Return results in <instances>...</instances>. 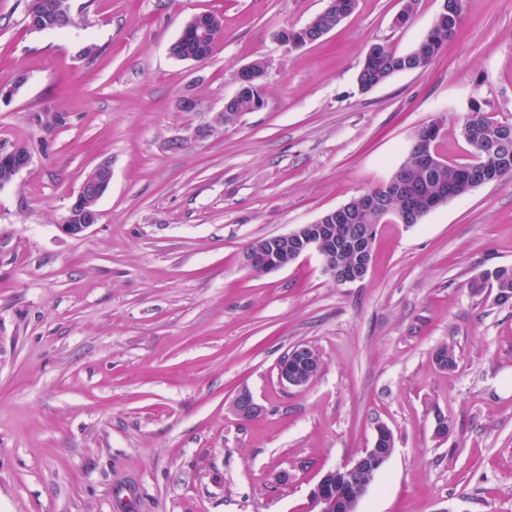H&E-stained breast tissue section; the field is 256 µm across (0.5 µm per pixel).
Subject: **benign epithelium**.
Instances as JSON below:
<instances>
[{
	"instance_id": "7a95c632",
	"label": "benign epithelium",
	"mask_w": 512,
	"mask_h": 512,
	"mask_svg": "<svg viewBox=\"0 0 512 512\" xmlns=\"http://www.w3.org/2000/svg\"><path fill=\"white\" fill-rule=\"evenodd\" d=\"M216 21L207 14L193 16L183 32L198 36H210ZM30 156L23 147H16L0 153V167L5 168L10 177H15L28 167ZM112 181V169L107 164L96 168V179L83 182L67 213L60 220L61 230L71 237H82L97 222L98 210L89 209L87 200L91 196L101 199ZM351 214L344 204L327 212L311 224H301L294 230L257 238L253 247L243 256V264L249 271L256 269L272 273L295 263L310 252H317L323 260L324 270L345 285L363 281L370 271L368 243L375 225L351 224L346 228L340 223ZM398 222L411 227L420 222L418 204L413 194L407 190L400 194V211L395 213ZM354 251L358 262L354 269L336 259V253ZM313 349L299 345L290 350L278 364L279 380L295 388H306L314 380L320 367L310 361ZM233 409L240 416H257L262 406L248 390L240 391L233 400ZM393 439L392 431L381 424L376 429L375 439L369 448L362 449L346 463L323 473L308 493L307 512H357L362 497L373 484L377 473L393 454L391 448L379 447L380 438Z\"/></svg>"
}]
</instances>
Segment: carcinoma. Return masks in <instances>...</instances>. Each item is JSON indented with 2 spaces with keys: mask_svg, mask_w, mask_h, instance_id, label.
I'll list each match as a JSON object with an SVG mask.
<instances>
[{
  "mask_svg": "<svg viewBox=\"0 0 512 512\" xmlns=\"http://www.w3.org/2000/svg\"><path fill=\"white\" fill-rule=\"evenodd\" d=\"M451 14L444 22L433 28L410 52L397 54L385 43L372 44L361 67L357 83L366 91L386 82L394 74L403 71L425 70L441 54L458 34L464 19L465 0H447ZM346 16L324 9L310 21L311 31L329 32L339 25ZM172 54L180 59L204 60L203 48L192 37L177 39L172 44ZM265 61L256 60L249 64L242 74L245 80L240 95L230 102L226 111L242 115L254 112L263 106V90L259 79L263 75ZM505 123L489 117L481 107L471 109L461 126V134L473 149V160L469 163L453 164L440 159L439 166L432 172L417 168L413 156L394 171V175L413 183L417 192V203L423 212H428V203L450 191L461 196L468 189V167L479 164L502 165L500 178L512 177V138L502 139ZM508 289L512 294V267H498L474 280L470 288L480 292L484 288Z\"/></svg>",
  "mask_w": 512,
  "mask_h": 512,
  "instance_id": "carcinoma-1",
  "label": "carcinoma"
}]
</instances>
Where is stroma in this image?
Masks as SVG:
<instances>
[{"mask_svg":"<svg viewBox=\"0 0 512 512\" xmlns=\"http://www.w3.org/2000/svg\"><path fill=\"white\" fill-rule=\"evenodd\" d=\"M440 4L418 0L398 27L402 0H358L288 51L279 30L327 0H72L82 25L38 33L26 0H0V87L14 91L0 149L31 155L0 188V512H305L320 473L380 424L395 450L358 512H512V301L470 290L512 266V179L414 226L379 225L355 284L314 252L265 275L242 264L254 239L388 180L434 118L452 163L471 159V102L512 122V0H467L427 69L359 89L370 45L411 51ZM203 12L222 17L223 39L205 60L176 58ZM257 59L263 108L223 126L238 70ZM54 112L62 123L35 120ZM103 162L97 223L64 234ZM298 345L322 367L287 388L278 364ZM442 345L454 369L435 364ZM243 389L255 419L231 409Z\"/></svg>","mask_w":512,"mask_h":512,"instance_id":"obj_1","label":"stroma"}]
</instances>
